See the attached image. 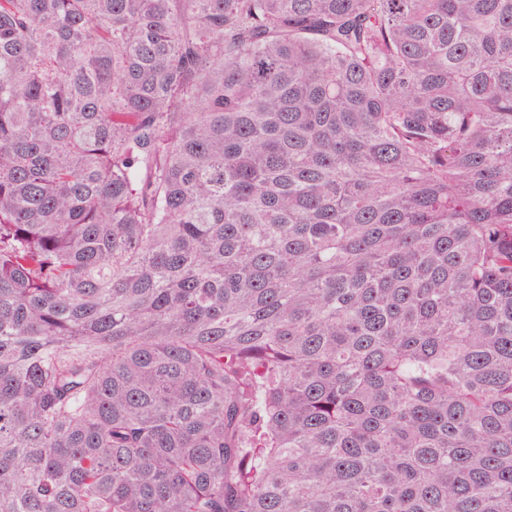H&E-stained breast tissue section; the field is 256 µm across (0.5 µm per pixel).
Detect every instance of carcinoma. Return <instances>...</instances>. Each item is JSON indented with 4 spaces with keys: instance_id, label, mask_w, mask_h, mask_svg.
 I'll return each mask as SVG.
<instances>
[{
    "instance_id": "cac0c4a2",
    "label": "carcinoma",
    "mask_w": 512,
    "mask_h": 512,
    "mask_svg": "<svg viewBox=\"0 0 512 512\" xmlns=\"http://www.w3.org/2000/svg\"><path fill=\"white\" fill-rule=\"evenodd\" d=\"M0 512H512V0H0Z\"/></svg>"
}]
</instances>
